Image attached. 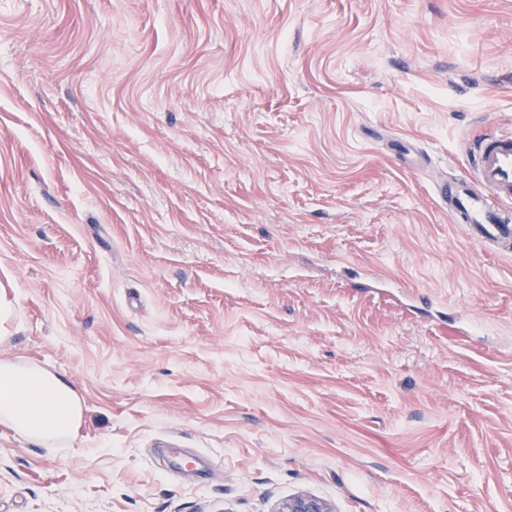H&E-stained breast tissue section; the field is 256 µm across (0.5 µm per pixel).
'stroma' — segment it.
I'll use <instances>...</instances> for the list:
<instances>
[{
	"mask_svg": "<svg viewBox=\"0 0 512 512\" xmlns=\"http://www.w3.org/2000/svg\"><path fill=\"white\" fill-rule=\"evenodd\" d=\"M512 129V0H0V512H512V250L434 193ZM83 417L72 386L53 372L0 359V423L45 445L73 436ZM332 506L309 495H297L284 501L277 512H334Z\"/></svg>",
	"mask_w": 512,
	"mask_h": 512,
	"instance_id": "1",
	"label": "stroma"
}]
</instances>
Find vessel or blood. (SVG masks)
Instances as JSON below:
<instances>
[{
    "instance_id": "b4317fda",
    "label": "vessel or blood",
    "mask_w": 512,
    "mask_h": 512,
    "mask_svg": "<svg viewBox=\"0 0 512 512\" xmlns=\"http://www.w3.org/2000/svg\"><path fill=\"white\" fill-rule=\"evenodd\" d=\"M468 151L474 160L473 175L439 186L455 224L468 225L481 241L512 247V132L472 135Z\"/></svg>"
}]
</instances>
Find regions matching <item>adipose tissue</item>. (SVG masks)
Returning a JSON list of instances; mask_svg holds the SVG:
<instances>
[{"label": "adipose tissue", "instance_id": "adipose-tissue-1", "mask_svg": "<svg viewBox=\"0 0 512 512\" xmlns=\"http://www.w3.org/2000/svg\"><path fill=\"white\" fill-rule=\"evenodd\" d=\"M83 417L72 386L53 372L0 359V424L45 445L73 436Z\"/></svg>", "mask_w": 512, "mask_h": 512}]
</instances>
